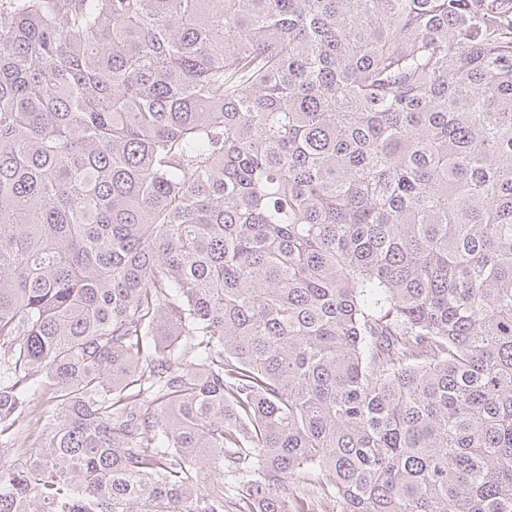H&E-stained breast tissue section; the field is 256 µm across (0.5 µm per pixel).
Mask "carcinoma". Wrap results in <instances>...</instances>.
<instances>
[{
    "label": "carcinoma",
    "instance_id": "cac0c4a2",
    "mask_svg": "<svg viewBox=\"0 0 512 512\" xmlns=\"http://www.w3.org/2000/svg\"><path fill=\"white\" fill-rule=\"evenodd\" d=\"M39 387L0 512H512V0H0Z\"/></svg>",
    "mask_w": 512,
    "mask_h": 512
}]
</instances>
